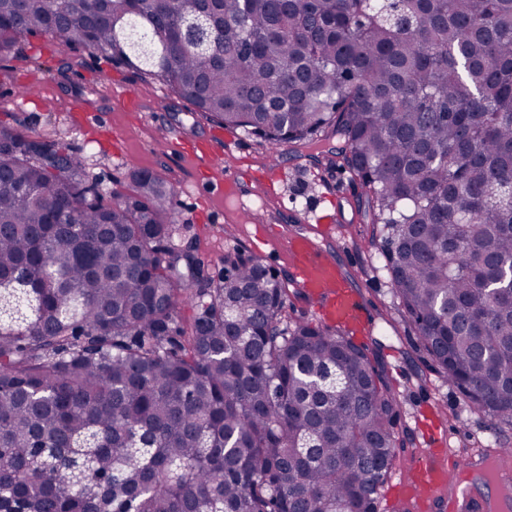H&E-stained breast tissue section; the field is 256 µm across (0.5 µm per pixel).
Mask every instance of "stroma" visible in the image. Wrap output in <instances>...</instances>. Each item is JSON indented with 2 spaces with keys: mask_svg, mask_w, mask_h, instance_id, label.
I'll return each instance as SVG.
<instances>
[{
  "mask_svg": "<svg viewBox=\"0 0 512 512\" xmlns=\"http://www.w3.org/2000/svg\"><path fill=\"white\" fill-rule=\"evenodd\" d=\"M29 84L37 85V97L19 96L18 88ZM124 91L139 99L136 111L117 103ZM0 123L39 133L56 131L83 156L105 189L128 187L134 167L170 181L177 189L178 223L218 267L224 264L225 251L238 248L261 255L280 275H290L281 244L258 239L267 225L264 213H273L272 224L282 232L306 214L320 216L326 224L344 217L345 236L327 247L345 264L373 316L370 328L355 340L384 363L403 401L401 425L411 437L403 464L417 461L427 449L415 417L426 413L431 402L439 407V424L448 433L446 446L452 455L486 447L499 436L512 438V425L474 408L449 387L419 346L391 292L380 248L371 242L373 227L358 209L363 189L353 182L344 195H337L340 170L324 169L291 145L280 144L279 152L288 157V176L277 182V197H268L261 185L269 178L263 170L269 145L237 130L225 132L157 80L113 66L99 55L62 49L44 36L32 37L21 55L0 52ZM192 141L208 143L206 155L188 156L184 146ZM229 166L240 172L249 210H238L224 196V170Z\"/></svg>",
  "mask_w": 512,
  "mask_h": 512,
  "instance_id": "1",
  "label": "stroma"
}]
</instances>
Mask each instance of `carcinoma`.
<instances>
[{
    "instance_id": "carcinoma-1",
    "label": "carcinoma",
    "mask_w": 512,
    "mask_h": 512,
    "mask_svg": "<svg viewBox=\"0 0 512 512\" xmlns=\"http://www.w3.org/2000/svg\"><path fill=\"white\" fill-rule=\"evenodd\" d=\"M195 7L0 0V51H96L348 171L420 346L512 423V0ZM130 180L0 125V512H378L408 440L382 364L288 316L261 257L215 268L173 184Z\"/></svg>"
}]
</instances>
